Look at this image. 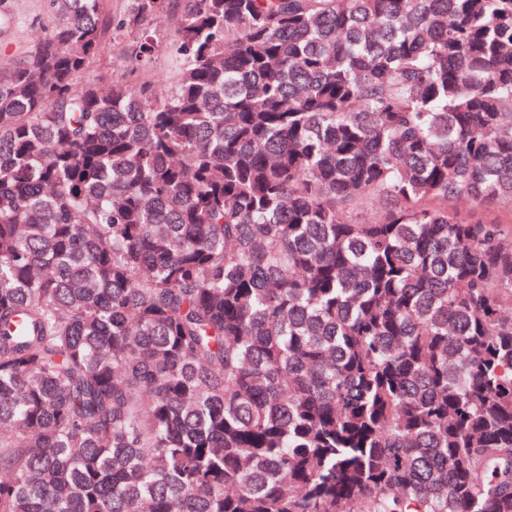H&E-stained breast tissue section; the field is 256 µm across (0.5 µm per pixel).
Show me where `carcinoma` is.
Instances as JSON below:
<instances>
[{
  "label": "carcinoma",
  "mask_w": 512,
  "mask_h": 512,
  "mask_svg": "<svg viewBox=\"0 0 512 512\" xmlns=\"http://www.w3.org/2000/svg\"><path fill=\"white\" fill-rule=\"evenodd\" d=\"M106 2L0 69V512H512V0H131L161 95ZM151 27L159 48L152 63L138 73V79L149 80L153 83L155 90L163 91L169 87L168 76L173 69L172 57L168 50L173 36V27L166 19L155 20ZM136 37L134 31H119L112 44L108 45L100 59L93 62L90 67V76L99 83L107 84L112 76L121 74L129 67V60L125 49Z\"/></svg>",
  "instance_id": "cac0c4a2"
}]
</instances>
